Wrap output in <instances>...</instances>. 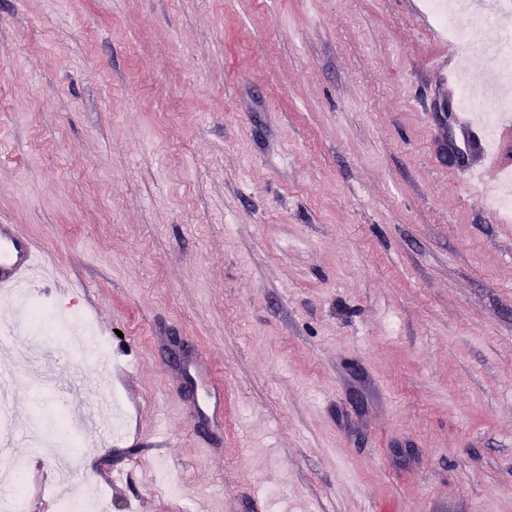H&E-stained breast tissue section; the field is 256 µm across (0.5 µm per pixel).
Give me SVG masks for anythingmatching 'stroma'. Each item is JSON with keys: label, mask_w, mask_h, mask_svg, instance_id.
<instances>
[{"label": "stroma", "mask_w": 512, "mask_h": 512, "mask_svg": "<svg viewBox=\"0 0 512 512\" xmlns=\"http://www.w3.org/2000/svg\"><path fill=\"white\" fill-rule=\"evenodd\" d=\"M429 4L0 0V222L110 348L103 384L0 297L54 374L14 363L28 512L59 491L32 420L74 381L117 396L81 433L110 512H512V215L449 164L431 59L497 100Z\"/></svg>", "instance_id": "stroma-1"}]
</instances>
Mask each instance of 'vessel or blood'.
<instances>
[{"label": "vessel or blood", "instance_id": "1", "mask_svg": "<svg viewBox=\"0 0 512 512\" xmlns=\"http://www.w3.org/2000/svg\"><path fill=\"white\" fill-rule=\"evenodd\" d=\"M454 120L476 149L475 159L462 170L467 179L492 186L512 173V156L505 150L506 144L512 142L511 123H501L491 136L469 112L457 110ZM41 271V254L36 242L23 234L18 225L0 224V295L15 293Z\"/></svg>", "mask_w": 512, "mask_h": 512}]
</instances>
